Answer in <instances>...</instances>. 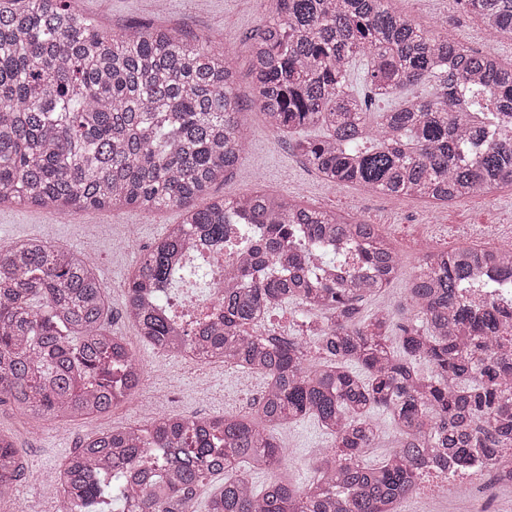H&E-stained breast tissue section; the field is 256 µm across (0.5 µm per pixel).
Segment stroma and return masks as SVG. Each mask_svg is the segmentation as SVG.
<instances>
[{
  "mask_svg": "<svg viewBox=\"0 0 512 512\" xmlns=\"http://www.w3.org/2000/svg\"><path fill=\"white\" fill-rule=\"evenodd\" d=\"M75 8L94 19L104 31H117L132 24L152 27L179 26L204 33L229 51L236 72V93L243 105L240 115L249 133L243 159L225 180L196 199L197 207L210 197H235L263 189L298 198L304 205L327 210H345L387 231L401 257V275L379 294L367 299L363 310L378 306L394 309L395 323H405L400 310L407 280L427 254L453 249L451 234L480 233L498 246L512 244V190L492 189L464 199L450 208H435L409 196L370 192L322 181L293 150L291 137L271 130L251 100L249 36L263 13L260 0H75ZM390 8L404 18L436 32H450L463 45L496 55L512 63V42L489 38L482 22L464 13L457 0H390ZM181 211L163 209L151 214L136 209H89L60 216L27 203L0 204V247L38 237L54 246L91 256L105 288L112 317V330L124 336L148 370L146 387L163 391L156 413H193L218 416L248 411L264 387L262 376L219 365L193 367L158 354L137 334L125 316V283L128 270L141 253L163 238L168 225L179 223ZM134 237L137 246L127 253L116 248L117 240ZM138 397H130L110 413L85 417L62 425L52 421L33 427L10 402L0 403V432L12 437L24 466L19 492L10 499L13 512H57L60 503L50 496L56 471L75 448L89 437L140 420ZM277 437L293 470L296 484L308 485L314 478L311 460L329 439L313 419L305 418L280 427ZM403 512H512V494L490 491L475 499L467 493L448 496L434 477L422 480L416 494L402 504Z\"/></svg>",
  "mask_w": 512,
  "mask_h": 512,
  "instance_id": "obj_1",
  "label": "stroma"
}]
</instances>
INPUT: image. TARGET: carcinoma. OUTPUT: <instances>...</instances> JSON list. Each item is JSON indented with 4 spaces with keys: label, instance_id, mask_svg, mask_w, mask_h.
<instances>
[{
    "label": "carcinoma",
    "instance_id": "cac0c4a2",
    "mask_svg": "<svg viewBox=\"0 0 512 512\" xmlns=\"http://www.w3.org/2000/svg\"><path fill=\"white\" fill-rule=\"evenodd\" d=\"M387 0H272L250 37L252 84L267 125L331 184L436 204L512 187V66L448 33L420 28ZM499 40L512 41V0H458ZM366 61L368 96L349 90ZM229 54L174 26L109 34L72 0H0V203L97 209L122 198L142 212L187 213L142 255L127 283L126 318L172 352L169 322L148 289L172 282L174 255L202 239L217 248L232 224H261L239 259L251 288L224 292V323L202 359L241 363L265 379L243 414L149 417L84 441L62 465L67 512H398L425 469L512 448V313L476 310L465 289L512 291V249L462 247L426 256L404 288L413 318L391 340L393 312L363 302L400 270L391 242L350 214L253 191L203 208L193 200L241 159L247 128ZM427 86L419 94L409 90ZM398 100L386 112L375 100ZM364 243L357 264L338 248ZM296 301L320 317L307 336H281L260 312ZM109 303L87 257L39 239L0 249V396L39 423L107 414L145 371L108 326ZM430 365L423 374L420 362ZM395 425L396 448L364 457ZM314 419L331 438L296 485L276 431ZM280 471L261 490L257 471ZM23 465L0 434V501ZM372 420L378 429L380 440L378 448H370L366 454V461L369 464H375L381 461L386 454L387 448H382L385 442L395 438V428L389 415L382 408H374L372 410Z\"/></svg>",
    "mask_w": 512,
    "mask_h": 512
}]
</instances>
